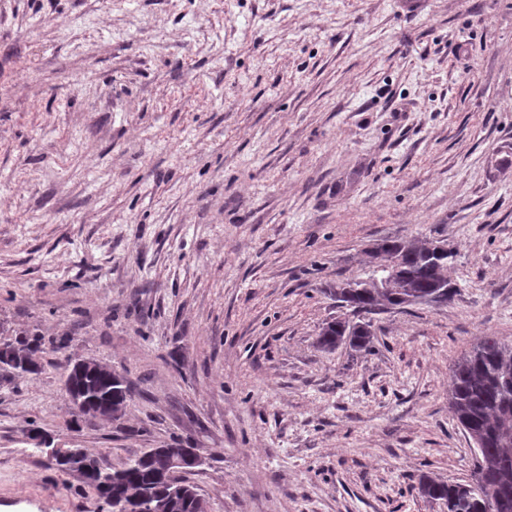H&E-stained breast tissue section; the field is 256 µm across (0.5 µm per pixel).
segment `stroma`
I'll return each instance as SVG.
<instances>
[{
	"mask_svg": "<svg viewBox=\"0 0 512 512\" xmlns=\"http://www.w3.org/2000/svg\"><path fill=\"white\" fill-rule=\"evenodd\" d=\"M453 248L447 303L350 317L375 247ZM0 512H101L40 429L118 468L152 448L210 512H443L469 478L454 363L512 341V0H0ZM112 365L76 416L66 359ZM371 325L355 323L350 325L343 320L329 323L321 332L318 343L325 350H336L343 344H348L356 352L369 351L373 343ZM24 336L25 337L16 339L15 342L13 343H6L3 345L14 347L18 351H24L26 353V357L29 363L34 367L32 373L35 374L39 371L40 368L38 361L35 359V354L37 352H42L45 346V342H43V338L41 337V335L37 333ZM75 384L84 390V395L74 407L79 414H83L86 405L99 406L112 398V404L107 405L104 413L87 412L85 416L90 419L112 421L113 415L117 416L121 413L112 412V405L124 408L130 397L129 388L123 377L120 380L111 381L104 373L88 374L79 378ZM76 411L75 413L80 416Z\"/></svg>",
	"mask_w": 512,
	"mask_h": 512,
	"instance_id": "1",
	"label": "stroma"
}]
</instances>
